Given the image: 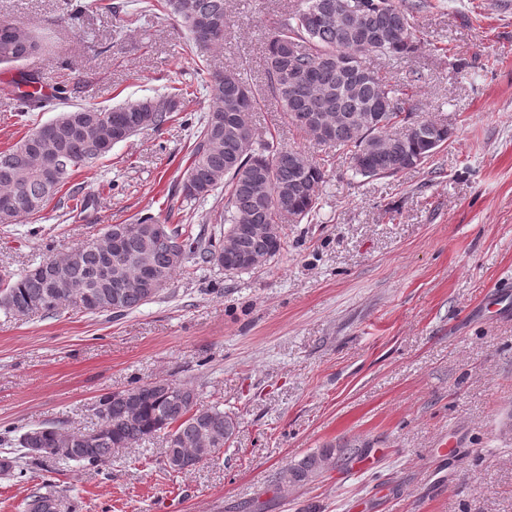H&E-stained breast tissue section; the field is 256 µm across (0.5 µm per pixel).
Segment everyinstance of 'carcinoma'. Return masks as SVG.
I'll use <instances>...</instances> for the list:
<instances>
[{
    "instance_id": "carcinoma-1",
    "label": "carcinoma",
    "mask_w": 512,
    "mask_h": 512,
    "mask_svg": "<svg viewBox=\"0 0 512 512\" xmlns=\"http://www.w3.org/2000/svg\"><path fill=\"white\" fill-rule=\"evenodd\" d=\"M226 0H163L161 8L185 27L186 49L201 55L224 38ZM351 7L359 15L355 30L336 22V15ZM427 0H300L271 33L265 49L267 88L289 121L319 143L350 153L355 175L368 179L393 177L417 167L432 157L421 138L387 135L393 119L406 112L398 90L382 81L364 65L369 54L402 60L418 46L415 14ZM12 20H0V64H12L38 52L41 43L33 30L22 26L24 35L13 37L4 28ZM31 91L17 95V112L25 116L36 103L47 102L34 79L26 80ZM249 86L241 71L226 69L210 76L207 88L212 105L198 128L192 145L190 166L176 189L184 202L204 200L224 188L223 241L194 236L177 226L166 227L158 238L149 227L152 216L133 224H111L102 233L104 244L88 242L75 249V261L64 266L71 284L53 292L52 281L30 269L16 278H0V309L13 316L40 312L54 316L64 306L88 314L127 313L159 296L173 274L192 262L214 266L212 255L227 244L242 252L271 260L283 250L280 221L288 215L301 221L314 217L326 174L305 153L274 139L258 136L252 126L257 108L255 94L244 108L235 101V90ZM191 93L173 87L152 98L103 109L79 106L61 112L58 130L51 139L41 127L0 151V224L43 210L46 203L70 183L75 172L105 157V142L112 137L118 119L129 124L130 135L159 129L176 120ZM386 103L384 124L372 129L364 117ZM318 115L331 125V135L321 138L311 123ZM117 230L125 231L124 264L101 270L109 261V245ZM134 393L138 409L128 412L125 398ZM99 427L89 432H71L69 450L51 458L62 465L106 466L112 449L128 448L149 438L163 436L165 464L174 468L180 457L194 453L206 460L218 455L234 435L238 423L216 404H203L188 385L155 380L99 399ZM56 424L23 433L17 444L24 449L54 447ZM351 445H333L312 452L280 472L278 480L303 485L348 454ZM36 490L26 503V512H57L52 485Z\"/></svg>"
}]
</instances>
